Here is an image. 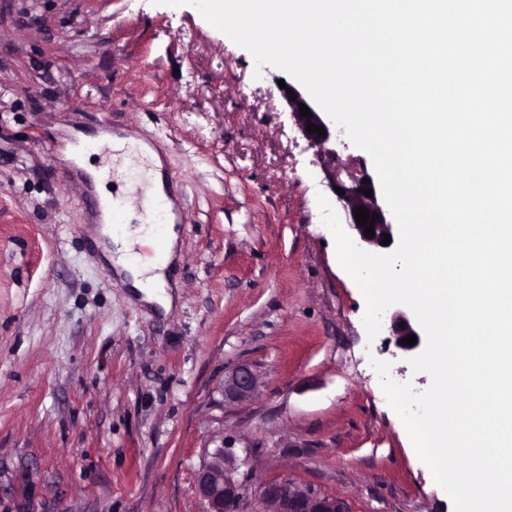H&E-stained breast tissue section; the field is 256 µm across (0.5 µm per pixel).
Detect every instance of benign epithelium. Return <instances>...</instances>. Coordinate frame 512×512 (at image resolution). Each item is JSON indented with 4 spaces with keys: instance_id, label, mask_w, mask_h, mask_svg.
<instances>
[{
    "instance_id": "benign-epithelium-1",
    "label": "benign epithelium",
    "mask_w": 512,
    "mask_h": 512,
    "mask_svg": "<svg viewBox=\"0 0 512 512\" xmlns=\"http://www.w3.org/2000/svg\"><path fill=\"white\" fill-rule=\"evenodd\" d=\"M293 93H287V89ZM282 98L287 102L295 125L308 141L310 146L317 149L329 163L333 171L328 176L330 189L340 188L343 194H335L341 203L346 225L354 232L357 240L369 246L390 249L381 241L384 235H394L395 223L386 203L378 196L375 183L366 182L370 175L363 169L355 172L348 167L336 164V149L334 130L335 123L313 102L305 91L291 83L280 89ZM295 100H290V97ZM305 104L311 112V118H306L299 110V104ZM312 123L325 130L321 136L315 132L306 131L307 123ZM372 190L373 196L367 197L364 191ZM366 208L369 215L377 214L375 219L374 236L365 235L364 226L357 223L353 209ZM396 341L413 334L416 344L412 346L398 345L405 352L417 350L422 343L418 325L404 314L392 316L390 325ZM259 388V378L251 365L238 364L224 373V400L229 402H245L250 400ZM238 460L231 444L223 441L221 445L207 452L195 473V491L202 502L205 512H241L244 504V486L237 478ZM257 505L260 512H349L344 500L331 495L319 493L308 487H301L286 478L275 480L262 485L257 492Z\"/></svg>"
}]
</instances>
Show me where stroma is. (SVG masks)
Wrapping results in <instances>:
<instances>
[{"label":"stroma","mask_w":512,"mask_h":512,"mask_svg":"<svg viewBox=\"0 0 512 512\" xmlns=\"http://www.w3.org/2000/svg\"><path fill=\"white\" fill-rule=\"evenodd\" d=\"M288 78L190 5L0 0V512H203L194 472L225 438L248 510L285 477L350 512H454L371 366L429 386L390 330L408 308L368 338ZM104 115L176 176L167 312L109 275L62 177ZM241 363L260 387L230 403ZM259 388V378L251 365L238 364L224 373V399L229 402L250 400Z\"/></svg>","instance_id":"obj_1"}]
</instances>
